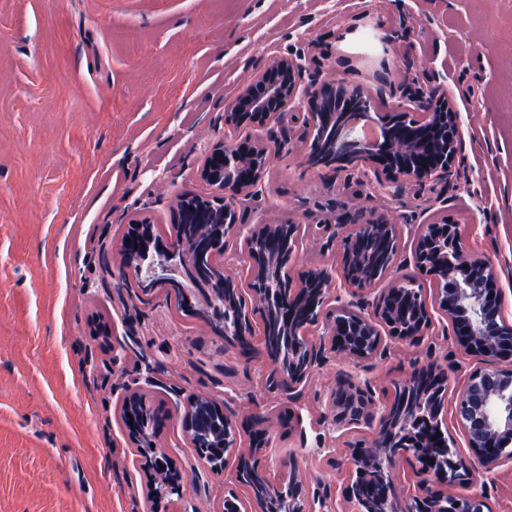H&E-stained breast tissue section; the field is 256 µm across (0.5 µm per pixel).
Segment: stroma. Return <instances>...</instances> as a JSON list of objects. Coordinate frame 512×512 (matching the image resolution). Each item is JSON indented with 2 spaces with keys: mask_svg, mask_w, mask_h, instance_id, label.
<instances>
[{
  "mask_svg": "<svg viewBox=\"0 0 512 512\" xmlns=\"http://www.w3.org/2000/svg\"><path fill=\"white\" fill-rule=\"evenodd\" d=\"M301 55L304 85L365 82L388 68L378 102L448 91L462 118L451 184L381 190L294 153L274 156L245 202L244 229L295 222L302 261L335 263L322 227L366 211L397 224L404 257L441 212L491 260L512 319V0H0V512H216L230 474L195 475L178 397L209 395L248 413L287 402L264 387L267 358L239 353L202 321L139 297L113 254L133 214L171 222L176 193H206L197 167L224 136V110L269 57ZM434 315L429 337L369 362L376 388L415 360L459 361ZM159 360L154 376L143 356ZM351 359L329 354L273 427L274 478L298 465L338 489L342 443L322 416ZM169 410L157 436L184 472L178 503L155 501L133 461L120 409L129 393Z\"/></svg>",
  "mask_w": 512,
  "mask_h": 512,
  "instance_id": "obj_1",
  "label": "stroma"
}]
</instances>
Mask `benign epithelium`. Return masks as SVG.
Masks as SVG:
<instances>
[{"label":"benign epithelium","instance_id":"obj_1","mask_svg":"<svg viewBox=\"0 0 512 512\" xmlns=\"http://www.w3.org/2000/svg\"><path fill=\"white\" fill-rule=\"evenodd\" d=\"M306 67L302 58L275 55L243 87L235 102L224 111V138L210 144L198 176L211 192L196 196L181 192L169 201L171 223L183 224L189 214L187 200L194 196L202 209L219 211V226L214 235L225 241L240 225L237 202L254 195L272 150L266 142L253 138L258 128L272 129L284 118L300 97L306 98L307 120L298 141L291 149L302 153L313 167H331L355 175L360 180L387 183L450 181L461 140V118L448 91H443L419 111L395 110L383 113L377 122L372 117L381 89L363 84L345 85L322 82L302 88ZM125 238L116 250L118 264L131 269L141 279L140 291L149 295L157 290H179L186 308L194 309L188 286L206 284L207 268L189 261V253L179 252L175 237L143 239L141 225L152 223L146 213L129 220ZM334 238L339 244L336 268L326 264L312 267L306 276L319 284L321 307L317 320L322 332L317 337L298 341L303 364L291 373L269 362L267 382L272 391L288 393L296 403L325 353L341 354L360 362L383 357L388 345L385 337L412 344L421 343L433 325L432 312L438 311L449 324L458 354L477 358L482 366L472 371L461 386L452 385L455 368L431 359L416 367L409 380L427 373L449 396L454 420L461 427L470 454L454 453L443 437H430L436 452L417 462L418 480L402 484L392 478L400 460L410 451L385 430L386 403L369 381L352 374L340 376L332 389L325 420L338 431L357 433L361 438L344 441L337 449L332 466L343 480L342 500L353 502L358 512L372 499L380 505L400 504L399 512H440L441 504L451 502L459 512H485L482 493L461 494L456 485H470L512 464V322L504 315V294L498 285V270L493 262L472 255L457 221L443 213L439 220L419 230L412 260L434 280L432 296L408 288L394 275L404 259L393 252L381 279L369 281L357 270L352 251L345 250L354 237L395 231V224L374 211L360 224H338ZM350 300L332 306L338 289ZM410 303L415 317L402 319V302ZM211 402L191 395L180 401L186 439H191V422L197 406ZM254 415H240L224 407V426L233 440L225 445L221 461H211L205 448L197 456L211 474L224 472V462L254 459L266 467L262 449L255 447L249 428ZM128 439L135 445L136 463L149 479L150 495L158 500L180 496L182 472L172 466L173 449L148 445L142 418L124 421ZM435 463H430V460ZM296 512H339L331 488H314L307 478L294 471ZM232 512H267L265 505L235 492Z\"/></svg>","mask_w":512,"mask_h":512}]
</instances>
